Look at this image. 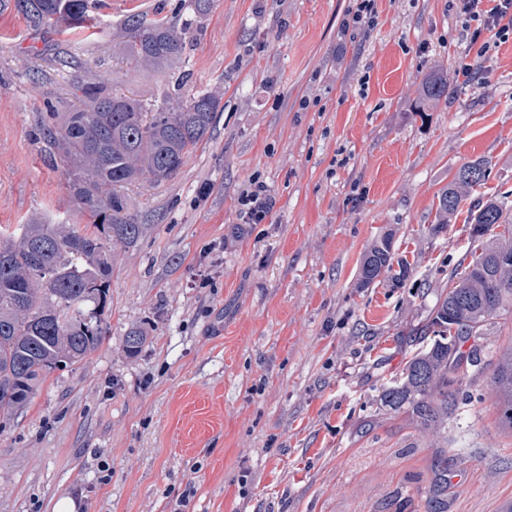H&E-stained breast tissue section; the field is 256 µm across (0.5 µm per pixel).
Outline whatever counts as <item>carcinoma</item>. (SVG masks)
<instances>
[{
	"mask_svg": "<svg viewBox=\"0 0 512 512\" xmlns=\"http://www.w3.org/2000/svg\"><path fill=\"white\" fill-rule=\"evenodd\" d=\"M14 7L36 28L68 31L95 22L90 0H14ZM210 7L211 0H177L163 17L127 15L123 55L137 68L166 72L186 53L192 28L186 11L201 16ZM191 82L190 72H180L173 91L151 107L114 88L117 80L109 78L74 84L80 106L67 112L44 104L41 134L63 164L69 189L93 230L23 224L19 232L0 237V413L27 406L49 374L81 363L106 336L112 248L133 245L144 232L124 189L171 180L211 131L220 98L192 91ZM454 86L455 75L446 71L425 76L420 104L448 99ZM488 168L485 159L458 168L439 194L437 223L456 216ZM511 223L512 208L505 201L473 206L468 224L477 245L437 302L430 324L433 342L413 354L401 378L382 392L384 406L408 410L432 447L440 449L436 488L422 512H448V457L441 445L464 380L457 371L464 363L475 367L481 361L480 349L464 357L460 345L512 309V230L494 232ZM392 270L393 242L386 235L365 254L357 287L369 288ZM492 389L499 424L512 431V346L500 356Z\"/></svg>",
	"mask_w": 512,
	"mask_h": 512,
	"instance_id": "carcinoma-1",
	"label": "carcinoma"
}]
</instances>
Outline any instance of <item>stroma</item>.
<instances>
[{
	"label": "stroma",
	"instance_id": "obj_1",
	"mask_svg": "<svg viewBox=\"0 0 512 512\" xmlns=\"http://www.w3.org/2000/svg\"><path fill=\"white\" fill-rule=\"evenodd\" d=\"M173 0H112L95 29L34 28L0 0V229L39 218L88 225L39 135L44 99L112 73L144 104L170 74L135 69L122 21ZM349 0H213L193 24L192 88L219 95L209 136L179 174L127 191L145 232L115 246L108 332L0 418V512H416L436 448L380 401L427 346L448 278L471 247L468 204L437 227L438 194L488 160L476 197L512 200V40L477 76L420 105L423 77L468 52L451 0H376L374 27H345ZM263 224L243 223L250 179ZM392 235L401 280L358 288L361 261ZM138 328L147 341L128 356ZM512 341L495 317L448 418V512L512 502V433L490 378ZM408 503H401L402 493ZM266 186L253 179L247 189L240 197L239 202L243 207V214L246 224H263L271 211V203L267 197Z\"/></svg>",
	"mask_w": 512,
	"mask_h": 512
}]
</instances>
